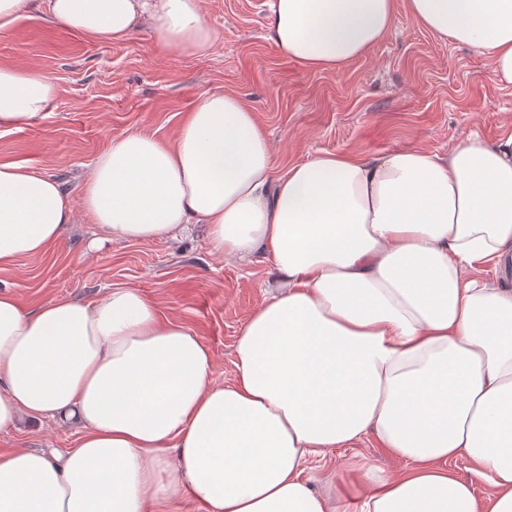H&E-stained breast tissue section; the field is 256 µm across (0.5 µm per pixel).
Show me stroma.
Here are the masks:
<instances>
[{
    "mask_svg": "<svg viewBox=\"0 0 512 512\" xmlns=\"http://www.w3.org/2000/svg\"><path fill=\"white\" fill-rule=\"evenodd\" d=\"M267 0H203L224 39L204 57L170 58L141 27L123 42L97 41L32 12L0 33V64L52 77L56 100L44 116L0 132V162L24 163L53 176L72 198L95 157L132 132L173 138L203 93L224 89L253 108L273 148L276 173L321 152L375 155L416 145L447 155L470 134L487 144L512 132V88L499 84L488 58L445 41L398 6L392 31L363 57L312 72L281 57L270 38ZM262 257L241 262L213 255L203 227L180 239L112 243L78 215L50 251L0 271V287L25 307L58 297L92 299L105 289H140L163 315L196 330L211 348L215 377H233L234 344L268 295ZM75 427L22 423L0 435L12 448H71ZM391 475L407 464L384 455L373 439L310 457L336 512H350L364 490V468Z\"/></svg>",
    "mask_w": 512,
    "mask_h": 512,
    "instance_id": "obj_1",
    "label": "stroma"
}]
</instances>
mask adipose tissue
Wrapping results in <instances>:
<instances>
[{"label": "adipose tissue", "mask_w": 512, "mask_h": 512, "mask_svg": "<svg viewBox=\"0 0 512 512\" xmlns=\"http://www.w3.org/2000/svg\"><path fill=\"white\" fill-rule=\"evenodd\" d=\"M412 19L486 54L512 86V0H407ZM99 41L148 25L173 58L223 38L201 0H0V33L32 11ZM395 0H270L279 54L342 68L382 41ZM48 75L0 65V131L55 100ZM105 240L176 238L271 269L230 382L198 333L139 289L33 309L0 289V433L69 421L74 448L0 453V512H330L308 455L372 437L408 462L368 475L357 512H512V135L441 156L417 146L322 153L276 175L236 95L201 96L171 142L135 132L93 161L81 196L0 162V271L45 253L77 212ZM465 459L486 503L448 466Z\"/></svg>", "instance_id": "ef3b65f1"}]
</instances>
